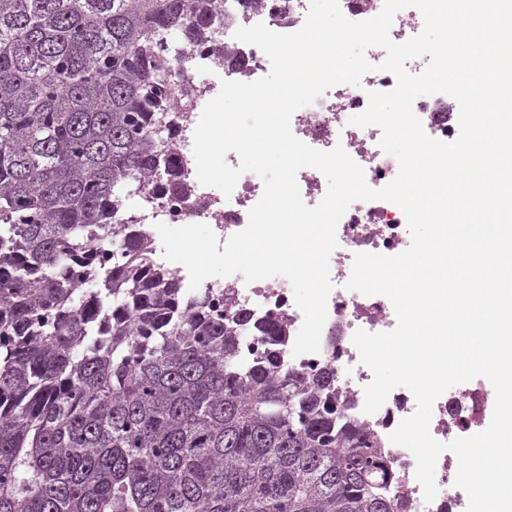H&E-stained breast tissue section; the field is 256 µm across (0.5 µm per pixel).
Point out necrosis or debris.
<instances>
[{"label":"necrosis or debris","mask_w":512,"mask_h":512,"mask_svg":"<svg viewBox=\"0 0 512 512\" xmlns=\"http://www.w3.org/2000/svg\"><path fill=\"white\" fill-rule=\"evenodd\" d=\"M218 7L224 15L222 41L226 49L238 57V65L212 68L206 49L198 48L193 51L191 61L174 68L187 88V95L176 105L179 149L173 164L176 173L189 186L192 197L185 200L170 195L157 183L139 189L133 203L127 206L128 232L151 233L159 223L184 226L204 222L211 225L219 243L223 244L246 227L250 209L262 196V180L249 173L244 174L232 194L222 200L215 198L210 187L200 184L193 152L194 131L204 105L218 94L221 81L254 82L266 77L271 70L268 56L256 45L237 40L235 31L258 23L279 33L296 31L305 21L310 0H258L257 6L248 10L242 8L240 0H219ZM386 56L382 47L368 48L366 58L373 69L363 76L360 85L334 86L313 104L297 110L291 118V131L296 138L320 151L343 148L363 168L368 186L374 189L383 188L395 179L398 162L381 148L380 128L352 126L348 117L367 108L370 93L388 92L396 87V76L382 68ZM413 110L430 137L442 142L458 138L459 115L452 111L443 95L419 96L413 102ZM407 236V220L397 205L374 200L356 201L349 206L336 228L338 247L330 256L333 289L327 300V320L321 333L320 350L316 353L298 357L292 354L303 314L295 304L293 290L285 277L275 276L249 284L242 275L234 274L211 284L210 289L222 293L225 302L246 309L255 318L283 321L288 329L283 339L287 365L314 370L326 363L333 364L348 398L344 414L368 426L380 439L392 472L388 492L404 496L408 512H466L468 496L455 484L458 461L452 452H444L438 459L435 470L438 493L428 503L415 477L416 462L412 453L389 439L399 423L416 410L415 399L408 389L395 388L375 413L364 411L365 388L372 382L373 372L362 363L352 341L353 335L360 329L370 333L392 331L397 317L387 297L347 290L346 283L356 254H400L407 247ZM333 335L338 338L334 344L329 341ZM494 403V389L485 378L450 388L433 405L431 436L447 443L484 431L491 422Z\"/></svg>","instance_id":"necrosis-or-debris-1"}]
</instances>
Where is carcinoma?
<instances>
[{"label": "carcinoma", "mask_w": 512, "mask_h": 512, "mask_svg": "<svg viewBox=\"0 0 512 512\" xmlns=\"http://www.w3.org/2000/svg\"><path fill=\"white\" fill-rule=\"evenodd\" d=\"M216 18L0 0V512H407L336 369L244 362L282 323L186 295L124 232L130 183L188 194L167 44L213 43Z\"/></svg>", "instance_id": "obj_1"}]
</instances>
